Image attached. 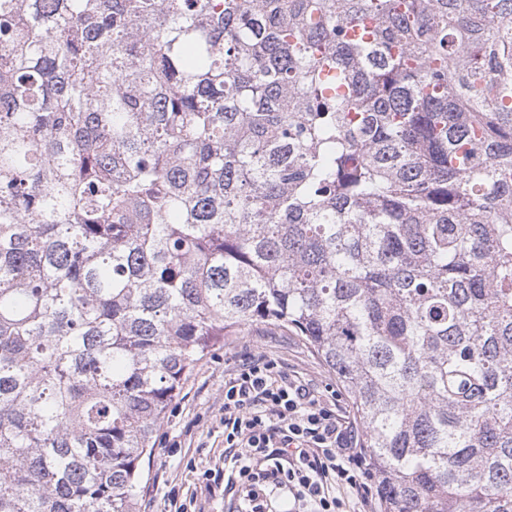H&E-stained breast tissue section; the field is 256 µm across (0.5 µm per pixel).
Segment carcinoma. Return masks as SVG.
<instances>
[{
	"mask_svg": "<svg viewBox=\"0 0 512 512\" xmlns=\"http://www.w3.org/2000/svg\"><path fill=\"white\" fill-rule=\"evenodd\" d=\"M255 323L379 512H512V0H0V512H136Z\"/></svg>",
	"mask_w": 512,
	"mask_h": 512,
	"instance_id": "obj_1",
	"label": "carcinoma"
}]
</instances>
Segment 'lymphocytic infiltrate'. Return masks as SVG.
Returning <instances> with one entry per match:
<instances>
[{
  "label": "lymphocytic infiltrate",
  "instance_id": "obj_1",
  "mask_svg": "<svg viewBox=\"0 0 512 512\" xmlns=\"http://www.w3.org/2000/svg\"><path fill=\"white\" fill-rule=\"evenodd\" d=\"M224 446L246 491L245 512H266L268 494L283 488L306 512H345L338 489L364 487L352 426L272 360L244 357L225 381Z\"/></svg>",
  "mask_w": 512,
  "mask_h": 512
}]
</instances>
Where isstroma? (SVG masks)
Masks as SVG:
<instances>
[{
  "label": "stroma",
  "instance_id": "obj_1",
  "mask_svg": "<svg viewBox=\"0 0 512 512\" xmlns=\"http://www.w3.org/2000/svg\"><path fill=\"white\" fill-rule=\"evenodd\" d=\"M248 354L275 360L314 395L337 384L309 345L287 329L255 324L227 337L195 367L158 425L157 436L172 445L154 448L146 462L137 512H168L173 496L193 499L195 512H238V489L207 483L202 474L224 466V377Z\"/></svg>",
  "mask_w": 512,
  "mask_h": 512
}]
</instances>
